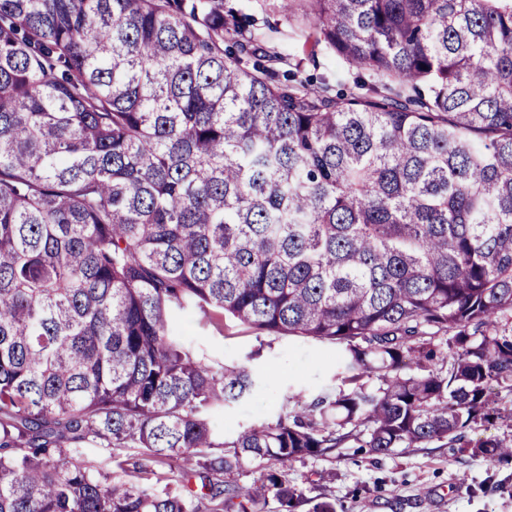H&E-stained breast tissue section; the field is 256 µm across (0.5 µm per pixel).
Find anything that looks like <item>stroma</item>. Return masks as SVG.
Returning <instances> with one entry per match:
<instances>
[{"label": "stroma", "instance_id": "obj_1", "mask_svg": "<svg viewBox=\"0 0 512 512\" xmlns=\"http://www.w3.org/2000/svg\"><path fill=\"white\" fill-rule=\"evenodd\" d=\"M255 16L265 44L278 50L301 40L300 28L288 26L268 0H237ZM187 342L212 360L249 362L270 382L224 410L216 423L225 433L275 418L288 394L310 396L334 385L340 370L333 346L293 338L273 339L224 320L200 328L192 315L178 318ZM288 479L305 497L296 512H309L323 489L333 493L336 512H512V461L490 463L457 447L400 448L373 458L355 445L329 457H308L288 465Z\"/></svg>", "mask_w": 512, "mask_h": 512}]
</instances>
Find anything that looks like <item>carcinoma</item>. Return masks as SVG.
<instances>
[{
    "instance_id": "cac0c4a2",
    "label": "carcinoma",
    "mask_w": 512,
    "mask_h": 512,
    "mask_svg": "<svg viewBox=\"0 0 512 512\" xmlns=\"http://www.w3.org/2000/svg\"><path fill=\"white\" fill-rule=\"evenodd\" d=\"M279 10L305 56L230 0H0V512H296L292 461L501 417L512 0ZM186 312L334 346L339 384L226 436L258 380ZM317 58V67H314L312 63L307 64V74L313 75L318 79L324 76L331 79L333 82L336 77H339L346 81L349 88L353 86V77L357 72L356 70L352 71L346 63L323 48L318 50Z\"/></svg>"
}]
</instances>
